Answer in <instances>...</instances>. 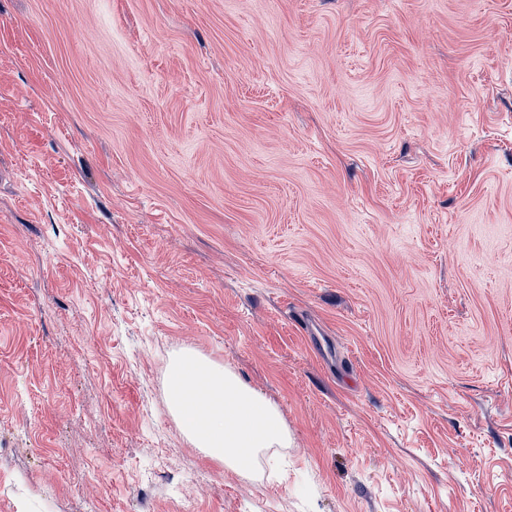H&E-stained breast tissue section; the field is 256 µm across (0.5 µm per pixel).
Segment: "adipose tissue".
<instances>
[{"mask_svg": "<svg viewBox=\"0 0 512 512\" xmlns=\"http://www.w3.org/2000/svg\"><path fill=\"white\" fill-rule=\"evenodd\" d=\"M165 387L180 434L239 476L253 477L260 457L290 441L274 402L197 352H183L169 364Z\"/></svg>", "mask_w": 512, "mask_h": 512, "instance_id": "1", "label": "adipose tissue"}]
</instances>
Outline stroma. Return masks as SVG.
I'll list each match as a JSON object with an SVG mask.
<instances>
[{
	"mask_svg": "<svg viewBox=\"0 0 512 512\" xmlns=\"http://www.w3.org/2000/svg\"><path fill=\"white\" fill-rule=\"evenodd\" d=\"M0 512H512V0H0ZM165 387L180 434L225 470L253 477L260 457L288 447L278 406L224 364L185 351L169 364Z\"/></svg>",
	"mask_w": 512,
	"mask_h": 512,
	"instance_id": "35a3bbf8",
	"label": "stroma"
}]
</instances>
